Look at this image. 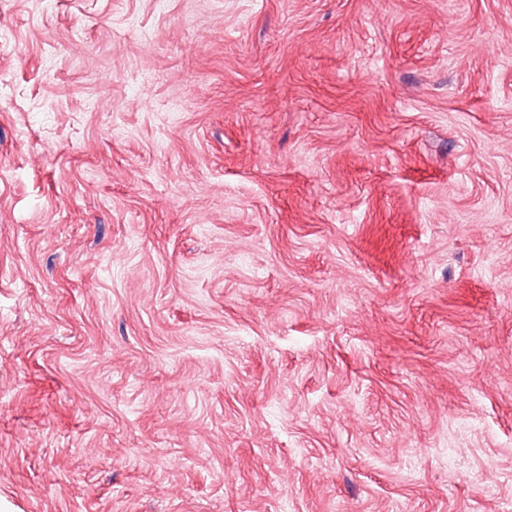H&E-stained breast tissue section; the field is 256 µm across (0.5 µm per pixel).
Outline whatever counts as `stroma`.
<instances>
[{"label":"stroma","mask_w":512,"mask_h":512,"mask_svg":"<svg viewBox=\"0 0 512 512\" xmlns=\"http://www.w3.org/2000/svg\"><path fill=\"white\" fill-rule=\"evenodd\" d=\"M0 33V512H512V0Z\"/></svg>","instance_id":"1"}]
</instances>
